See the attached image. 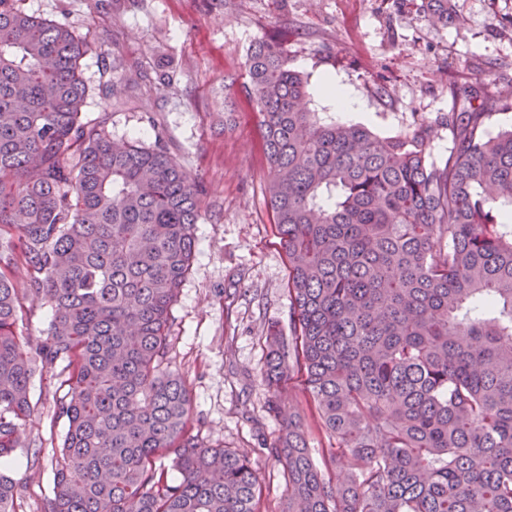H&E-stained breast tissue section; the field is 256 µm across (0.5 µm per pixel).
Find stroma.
Masks as SVG:
<instances>
[{"label":"stroma","mask_w":512,"mask_h":512,"mask_svg":"<svg viewBox=\"0 0 512 512\" xmlns=\"http://www.w3.org/2000/svg\"><path fill=\"white\" fill-rule=\"evenodd\" d=\"M30 13L69 23L112 54L115 103L91 95L90 120L106 119L113 139L136 138L169 151L202 186L191 270L172 308V369L192 389L202 435L250 456L262 483L261 512L285 494L281 465L265 446L279 434L264 408L261 379L270 324L288 330V260L267 201L268 168L258 117L245 84L251 44L274 39L308 78L310 106L332 111L324 80L339 79L358 101L338 121L382 136L430 126L433 159L448 154L455 87L490 77L500 100L488 133L512 127V0H448V19H426L429 0H23ZM55 381L35 376L22 446L0 461L38 512L53 487L52 441L67 422L54 416ZM309 429L313 457L329 441L302 376L285 394ZM40 457H33L34 448Z\"/></svg>","instance_id":"obj_1"}]
</instances>
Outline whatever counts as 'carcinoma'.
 I'll use <instances>...</instances> for the list:
<instances>
[{"label":"carcinoma","instance_id":"obj_1","mask_svg":"<svg viewBox=\"0 0 512 512\" xmlns=\"http://www.w3.org/2000/svg\"><path fill=\"white\" fill-rule=\"evenodd\" d=\"M18 2L0 0V238L18 243L0 269V459L21 447L32 378L57 368L67 430L41 512H259L251 460L204 441L168 369L201 186L163 141L83 121L92 43ZM246 75L289 269L292 336L268 329L262 371L279 512H512V129L485 131L497 96L456 88L468 106L448 113L437 161L427 127L381 137L301 108L307 80L275 40L250 47ZM114 87L108 66L98 93ZM27 292L53 309L34 344L17 332ZM296 364L334 479L282 403ZM19 508L0 473V512Z\"/></svg>","mask_w":512,"mask_h":512}]
</instances>
